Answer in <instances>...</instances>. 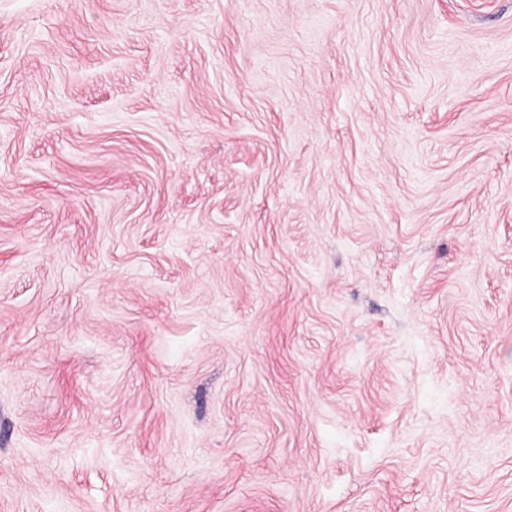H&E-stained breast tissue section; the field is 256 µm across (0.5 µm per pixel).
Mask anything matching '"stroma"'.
Returning <instances> with one entry per match:
<instances>
[{"label":"stroma","mask_w":512,"mask_h":512,"mask_svg":"<svg viewBox=\"0 0 512 512\" xmlns=\"http://www.w3.org/2000/svg\"><path fill=\"white\" fill-rule=\"evenodd\" d=\"M0 512H512V0H0Z\"/></svg>","instance_id":"obj_1"}]
</instances>
